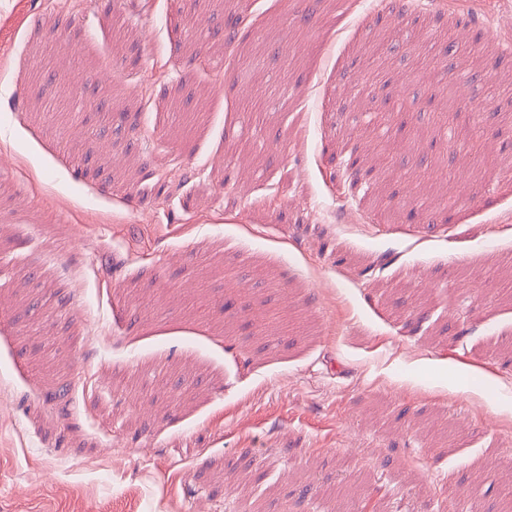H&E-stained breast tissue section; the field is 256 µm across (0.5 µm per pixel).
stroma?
<instances>
[{"mask_svg":"<svg viewBox=\"0 0 512 512\" xmlns=\"http://www.w3.org/2000/svg\"><path fill=\"white\" fill-rule=\"evenodd\" d=\"M460 67L471 127L512 0H0V512H512V123L449 151Z\"/></svg>","mask_w":512,"mask_h":512,"instance_id":"35a3bbf8","label":"stroma"}]
</instances>
